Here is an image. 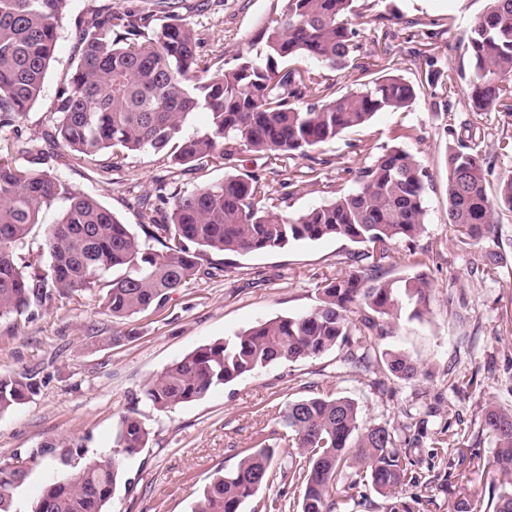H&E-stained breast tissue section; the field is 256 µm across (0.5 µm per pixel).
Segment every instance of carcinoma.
<instances>
[{
  "label": "carcinoma",
  "mask_w": 512,
  "mask_h": 512,
  "mask_svg": "<svg viewBox=\"0 0 512 512\" xmlns=\"http://www.w3.org/2000/svg\"><path fill=\"white\" fill-rule=\"evenodd\" d=\"M69 0H0V126H9L38 99L58 40V20ZM154 11H114L104 3L80 25V58L55 100L53 137L78 159L112 155V166L144 150L163 153L200 170L221 158L232 163L243 152L276 159L314 157L317 146L364 126L378 112L408 108L417 90L436 88L425 61L420 84L382 74L352 92L338 93L290 62L307 57L339 71L359 51L364 15L354 0H287L257 34L264 59L241 55L217 69L206 41L180 6L156 0ZM163 23L154 27L156 13ZM468 73L460 74L469 112L512 113V0H487L464 44ZM208 114L207 129L183 133L187 117ZM448 224L456 235L481 245L497 235L494 213H512V177L489 192L491 164L462 138L448 132ZM358 187L296 214L260 202L278 196L282 184L258 174L228 175L169 201L166 220L144 200L146 222L122 223L95 198L50 174L0 160V318L40 305L47 288L68 296L106 282L102 307L125 320L159 305L185 283L199 278L202 257L282 249L292 242L348 239L367 246L351 257L353 270L324 284L320 304L297 317L257 323L236 336L203 345L151 379L144 392L158 412L205 397L214 388L250 376L270 364L318 357L344 349L340 362L366 375L385 370L406 383L422 371L409 356L374 351L385 325L403 302L420 318L428 305L424 273L392 276L393 245L412 240L425 224L423 196L428 176L408 151L392 147L358 171ZM67 201L57 223L45 232L50 263L43 269L17 251L43 209ZM39 386L24 375H0V416L26 403ZM281 433L262 436L236 467L218 472L204 488L195 512H244V506L273 480L276 448L291 481L301 488L300 512H342L370 487L390 501L389 512H410L400 492L412 481L415 460L397 448L394 431L367 425L357 401L317 392L288 401ZM483 430L494 439L493 467L505 482L493 494V512H512V409L490 407ZM150 431L141 415L120 417L116 447L134 456ZM49 464H70L65 442L34 454ZM26 472L0 464V512H12L13 490ZM123 479L120 461L107 456L49 484L32 512H108Z\"/></svg>",
  "instance_id": "cac0c4a2"
}]
</instances>
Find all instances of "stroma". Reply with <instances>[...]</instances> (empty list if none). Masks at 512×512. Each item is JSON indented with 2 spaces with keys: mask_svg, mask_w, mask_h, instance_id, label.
Returning a JSON list of instances; mask_svg holds the SVG:
<instances>
[{
  "mask_svg": "<svg viewBox=\"0 0 512 512\" xmlns=\"http://www.w3.org/2000/svg\"><path fill=\"white\" fill-rule=\"evenodd\" d=\"M97 3L70 0L38 100L14 126L0 129V147L17 138L25 143L24 151H9L12 164L48 172L97 199L122 222L136 224L139 197L189 191L233 171L283 182L276 205L298 213L329 202L339 189H353L356 170L385 149H405L429 175L426 221L413 241L396 242L400 260L394 273L423 271L430 303L422 318L392 320L378 347L408 354L428 375L413 384L388 377L379 388L372 376L343 373L341 352L334 349L296 363H273L169 413L146 402L147 382L198 347L261 321L313 310L323 282L348 273L347 258L364 250L346 239L233 256L226 274L188 282L162 306L123 323L101 308L102 288L58 298L0 319V373H29L39 385L32 399L0 417V462L27 472L14 491V512H31L45 486L65 473L60 466L34 462L33 450L71 438L85 457L111 455L115 424L133 409L152 434L147 448L122 458L132 486L116 490L109 512H195L216 472L233 468L257 436L279 431L288 400L314 383L356 399L364 423L394 429L398 441L421 434L411 451L418 460L414 478L402 495L412 512H455L459 501L488 494L500 476L491 466L495 442L482 429L483 414L491 406H512V259L492 275L472 274L486 248L461 243L448 228L443 158L449 133L469 136L493 163L491 182L512 176V155L498 151L501 140L512 138V114L484 113L475 133H468L469 114L455 87L434 97L418 94L406 111L377 113L366 126L315 148L318 165L312 173L307 160L250 152L241 154L236 166L218 159L197 173L166 156L136 152L111 171L107 156L75 160L47 136L56 92L78 60L77 30ZM186 3L188 22L207 34L209 48L227 62L255 53L262 24L286 6V0ZM485 5V0H357L359 10L373 19L361 34L358 61L370 72L387 67L415 84L420 64L412 50L428 42L439 81L447 83L468 67L461 43ZM447 426L458 434L448 450L441 445ZM298 498L296 485L279 477L251 506L256 512H298Z\"/></svg>",
  "mask_w": 512,
  "mask_h": 512,
  "instance_id": "obj_1",
  "label": "stroma"
}]
</instances>
